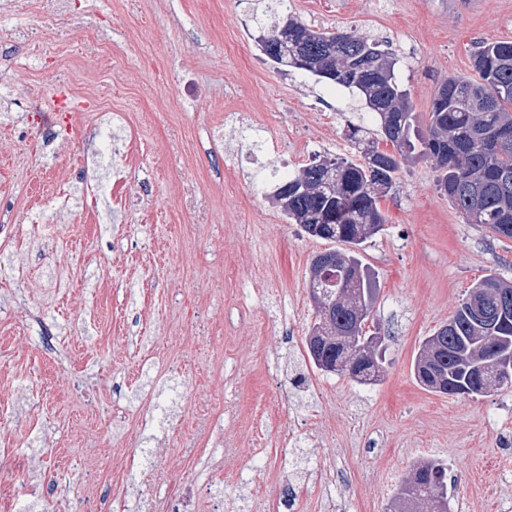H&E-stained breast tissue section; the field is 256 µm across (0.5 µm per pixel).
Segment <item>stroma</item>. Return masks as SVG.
<instances>
[{"label": "stroma", "mask_w": 512, "mask_h": 512, "mask_svg": "<svg viewBox=\"0 0 512 512\" xmlns=\"http://www.w3.org/2000/svg\"><path fill=\"white\" fill-rule=\"evenodd\" d=\"M269 0H81L83 26L18 0L0 18L11 78L38 84L29 45L56 55L82 100L110 97L57 150L17 143L21 100L0 102V478L33 493L17 512H386L419 461L448 465L454 512H512V390L422 388L423 339L487 273L512 282V240L465 223L432 161L403 163L380 200L383 232L362 254L387 346L375 385L326 375L305 337L312 238L272 204V171L317 154L357 159L349 125L376 129L351 90L268 61L254 36ZM315 29L382 41L419 116L448 75H472L482 43L512 40V0H288ZM131 205L113 213L15 214L69 193L83 147L121 161ZM185 492L183 503L171 498Z\"/></svg>", "instance_id": "obj_1"}]
</instances>
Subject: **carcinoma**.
Returning <instances> with one entry per match:
<instances>
[{
	"instance_id": "carcinoma-1",
	"label": "carcinoma",
	"mask_w": 512,
	"mask_h": 512,
	"mask_svg": "<svg viewBox=\"0 0 512 512\" xmlns=\"http://www.w3.org/2000/svg\"><path fill=\"white\" fill-rule=\"evenodd\" d=\"M297 29L307 38L304 50L314 56L336 54V75L311 71V74L356 91L379 121L380 133L396 154L379 148L376 133L364 136L361 126H348V138L360 146V159L336 160V180L323 182V159H314L298 174L278 180L276 190L294 191L293 201L284 211L290 222L301 225L308 235L339 243H351L345 250L346 262L362 269L359 258L364 244L373 237L367 225L383 230L386 217L380 209L376 186L389 185L400 170L402 160L420 156L436 159L440 171L438 187L467 224L478 210L479 225L494 234L512 239V139L505 142L502 130H512V41L485 42L473 55L472 68L478 78L454 75L442 82L448 94H434L428 113L426 135L415 124L418 115L411 97L398 74L399 60L381 44L355 30L325 31L313 29L295 15H289ZM363 43L391 61L387 70L376 69L360 61L351 44ZM474 287L493 294L505 289L512 293V283L491 273ZM363 301L345 297L325 302L334 309L333 322L318 316L309 328L306 349L315 367L328 373L345 375L338 367L352 350H365L371 337L368 318L362 311L374 310L376 292L367 278H362ZM470 295L460 300L448 323L422 342L413 364L416 382L423 388L448 396L482 397L494 389L512 388V371L489 369L479 373L472 369L471 358L485 362L494 351L512 350V312L505 323H498L480 333L469 311ZM440 337L444 351L439 371L444 377L442 388L434 387L422 369V363ZM378 358L354 372L351 381L374 385L380 379ZM415 481L403 479L393 495L396 503L426 500L432 512H453L448 494L446 468L437 460H424L411 469Z\"/></svg>"
}]
</instances>
